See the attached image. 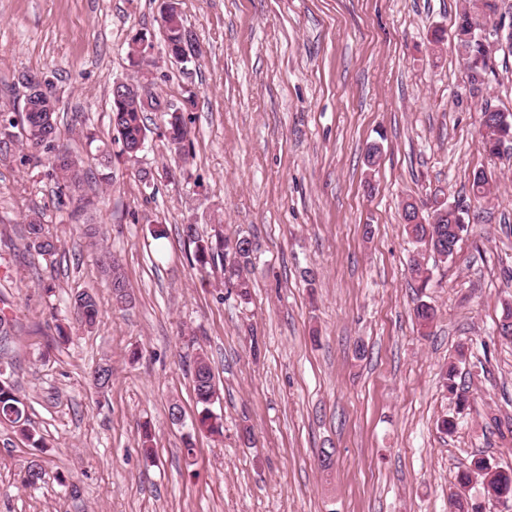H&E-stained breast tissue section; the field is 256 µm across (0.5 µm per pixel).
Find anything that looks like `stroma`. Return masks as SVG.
I'll return each instance as SVG.
<instances>
[{"label": "stroma", "mask_w": 512, "mask_h": 512, "mask_svg": "<svg viewBox=\"0 0 512 512\" xmlns=\"http://www.w3.org/2000/svg\"><path fill=\"white\" fill-rule=\"evenodd\" d=\"M462 2L176 0L199 58L159 62L153 89L168 104L195 101L185 170L149 135L138 165L113 158L110 183L89 192L97 208L75 217L55 207L43 167L20 164L21 146L0 154V309L13 324L0 361L45 443L44 478L26 485L31 444L0 425V512H448L461 463L512 468V343L496 334L512 299V148L485 152L465 97L452 41ZM163 8L0 0V112H21L17 79L38 73L56 88L63 143L85 152L87 130L110 140L112 83L136 76L129 45L158 36ZM487 98L512 112L511 47L492 53ZM480 169L493 179L486 199L470 193ZM434 197L476 215L445 261L401 218L402 200ZM33 209L61 241L51 258L24 247L20 219ZM86 224L102 225L104 242ZM186 224L206 239H251L247 298L222 266L192 268ZM104 246L128 307L103 282ZM415 257L427 288L410 275ZM84 290L99 303L90 329L68 317ZM422 302L435 310L425 333L413 315ZM199 353L218 387V433L193 429ZM452 361L469 388L462 409L443 379ZM103 363L112 383L99 393L90 373ZM174 404L183 424L169 420ZM322 448L335 451L331 470L318 465Z\"/></svg>", "instance_id": "stroma-1"}]
</instances>
